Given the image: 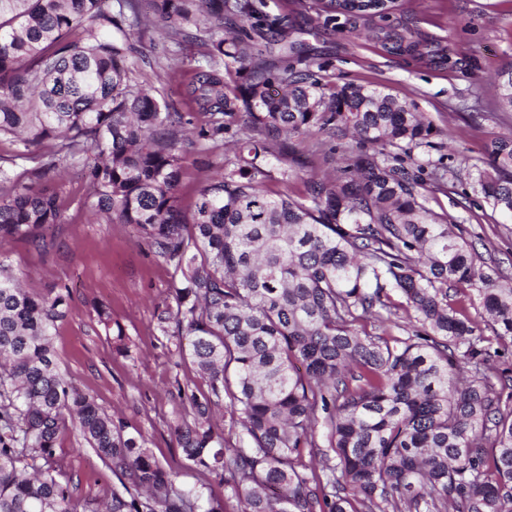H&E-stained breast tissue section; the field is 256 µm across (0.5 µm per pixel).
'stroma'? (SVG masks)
I'll return each mask as SVG.
<instances>
[{"label":"stroma","mask_w":512,"mask_h":512,"mask_svg":"<svg viewBox=\"0 0 512 512\" xmlns=\"http://www.w3.org/2000/svg\"><path fill=\"white\" fill-rule=\"evenodd\" d=\"M266 13L278 19L287 41L302 44L306 66L326 65L337 83L378 88L402 102L415 104L436 127L431 152L414 151L412 161L443 159L448 184L426 183L427 205L445 213L464 239L486 243L485 271L499 268L512 276V224L494 214L473 184L487 159L492 139L512 137V112L494 105L495 76L512 66V0H403L387 23L407 39L419 42L417 58L388 53L375 39L378 18L363 17L342 28L325 24L316 0H265ZM136 51L129 63L145 87L186 111L182 84L204 64L200 42L175 45L167 28L152 20L148 29H132ZM248 124L238 112L224 131L223 146L187 157L178 190L183 214H191L200 190ZM295 149L269 161L271 171L288 166V182L272 178L269 189L296 195L305 181L324 168L343 166L342 154H330L336 139L311 130L295 139ZM64 198L63 221L46 226L43 248L25 238L0 245V260L37 296L69 288L68 314L58 324L53 350L60 372L114 416L126 431H140L154 457L181 473L183 484H206L223 497L219 478L186 469L174 429L184 414L181 386L202 385L196 365L181 356L176 338L157 328V316L172 305V270L147 246L133 225L95 220L82 206L84 180L68 166L56 177ZM105 306L124 330L127 352H117L98 321ZM57 455L65 464L70 492L77 503L107 499L118 481L73 428L64 429Z\"/></svg>","instance_id":"35a3bbf8"}]
</instances>
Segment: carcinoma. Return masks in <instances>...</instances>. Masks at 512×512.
Returning <instances> with one entry per match:
<instances>
[{
	"mask_svg": "<svg viewBox=\"0 0 512 512\" xmlns=\"http://www.w3.org/2000/svg\"><path fill=\"white\" fill-rule=\"evenodd\" d=\"M151 3L176 40H197L190 28L204 26L212 64L185 99L208 116L201 151L247 111L234 156L184 218L187 120L128 63L130 28L150 21L139 0H0V139L34 163L0 164V242L39 244L40 229L61 222L50 177L60 163L82 167L84 207L139 228L174 278L176 311L161 312L158 329L187 340L207 387L183 391L191 419L176 426L178 445L226 494L181 486L142 435L66 381L52 336L70 292L33 295L0 264V512H512V376L498 367L512 280L484 274L476 245L426 205L425 167L443 183V159L403 165L400 154L432 146V123L383 90L321 82L292 45L278 64L224 35L226 13L278 34L263 0ZM377 38L420 56L389 25ZM496 105L512 112V69L499 74ZM312 128L350 134L356 149L339 174L273 195V142ZM486 153L478 191L512 220V139ZM467 288L493 336L468 317ZM222 407L241 427L234 443L213 423ZM68 422L119 482L100 506L78 508L64 480L56 445ZM26 456L42 464L19 467Z\"/></svg>",
	"mask_w": 512,
	"mask_h": 512,
	"instance_id": "1",
	"label": "carcinoma"
}]
</instances>
